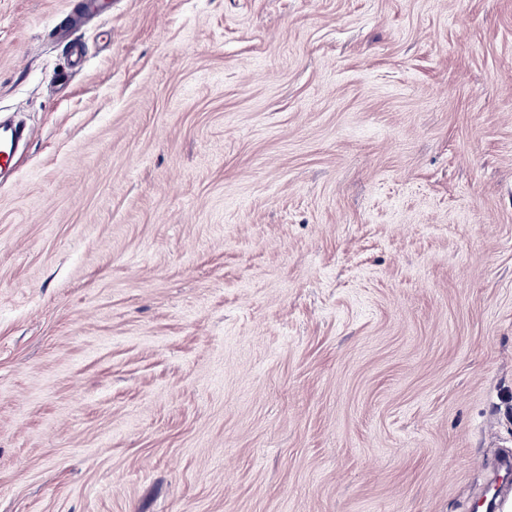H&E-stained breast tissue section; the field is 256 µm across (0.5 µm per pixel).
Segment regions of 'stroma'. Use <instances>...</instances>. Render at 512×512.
<instances>
[{
    "mask_svg": "<svg viewBox=\"0 0 512 512\" xmlns=\"http://www.w3.org/2000/svg\"><path fill=\"white\" fill-rule=\"evenodd\" d=\"M0 0V512H475L512 453V0ZM28 136L24 128L12 129L5 121L3 124L0 122V177L2 179L4 170L13 168L19 142L23 139L27 140Z\"/></svg>",
    "mask_w": 512,
    "mask_h": 512,
    "instance_id": "35a3bbf8",
    "label": "stroma"
}]
</instances>
